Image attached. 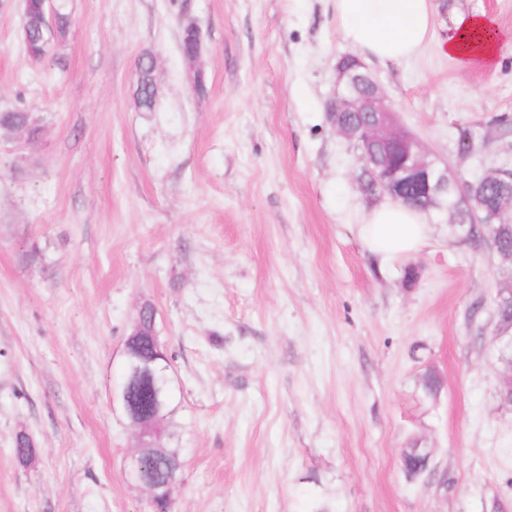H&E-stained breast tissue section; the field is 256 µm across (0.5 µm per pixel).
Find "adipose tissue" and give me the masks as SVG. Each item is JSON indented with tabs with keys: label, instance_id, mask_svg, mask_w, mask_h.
Masks as SVG:
<instances>
[{
	"label": "adipose tissue",
	"instance_id": "ef3b65f1",
	"mask_svg": "<svg viewBox=\"0 0 512 512\" xmlns=\"http://www.w3.org/2000/svg\"><path fill=\"white\" fill-rule=\"evenodd\" d=\"M336 26L353 49L382 62L415 57L434 34L431 0H333ZM445 51L461 65L491 61L496 42L483 15L457 18ZM429 227L422 211L386 203L370 211L360 235L370 251L393 262L420 251Z\"/></svg>",
	"mask_w": 512,
	"mask_h": 512
}]
</instances>
